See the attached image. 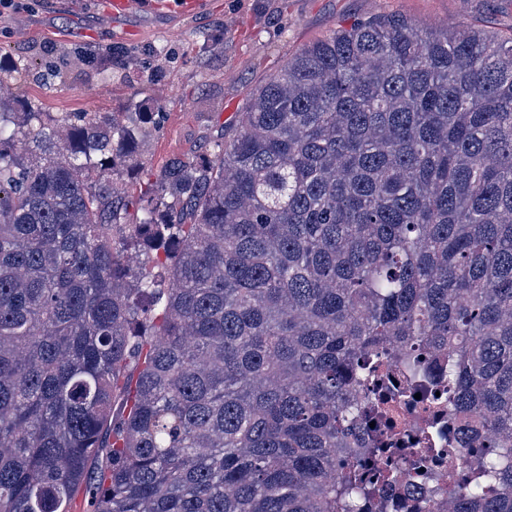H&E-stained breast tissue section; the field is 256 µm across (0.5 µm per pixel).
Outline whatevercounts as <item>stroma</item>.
Wrapping results in <instances>:
<instances>
[{"instance_id": "stroma-1", "label": "stroma", "mask_w": 512, "mask_h": 512, "mask_svg": "<svg viewBox=\"0 0 512 512\" xmlns=\"http://www.w3.org/2000/svg\"><path fill=\"white\" fill-rule=\"evenodd\" d=\"M399 14L442 26H481L512 35V0H204L193 14L134 12L116 20L106 0H12L0 6V67L24 61L17 109L150 112L162 130L142 167L113 175L132 206L169 159L207 155L232 134L252 92L303 46L343 26ZM126 57H83L100 48Z\"/></svg>"}]
</instances>
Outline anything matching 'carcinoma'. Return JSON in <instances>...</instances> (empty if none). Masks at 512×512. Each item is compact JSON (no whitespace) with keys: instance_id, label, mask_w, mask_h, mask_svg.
I'll list each match as a JSON object with an SVG mask.
<instances>
[{"instance_id":"carcinoma-1","label":"carcinoma","mask_w":512,"mask_h":512,"mask_svg":"<svg viewBox=\"0 0 512 512\" xmlns=\"http://www.w3.org/2000/svg\"><path fill=\"white\" fill-rule=\"evenodd\" d=\"M3 106L0 512H359L392 363L480 449L438 512H512V37L312 42L133 222L158 122Z\"/></svg>"}]
</instances>
